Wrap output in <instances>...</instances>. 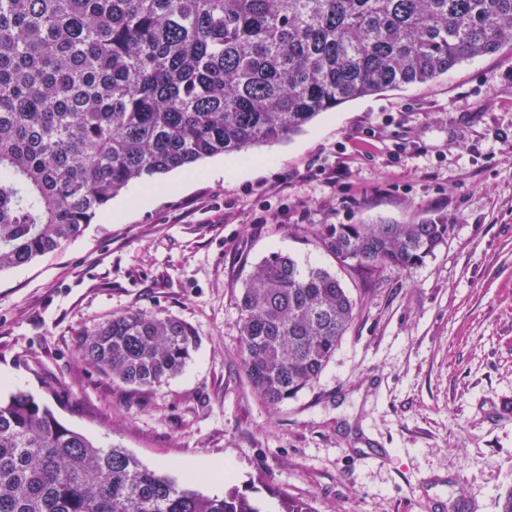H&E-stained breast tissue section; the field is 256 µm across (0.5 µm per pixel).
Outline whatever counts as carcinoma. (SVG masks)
I'll return each mask as SVG.
<instances>
[{"label": "carcinoma", "instance_id": "obj_1", "mask_svg": "<svg viewBox=\"0 0 512 512\" xmlns=\"http://www.w3.org/2000/svg\"><path fill=\"white\" fill-rule=\"evenodd\" d=\"M512 43V0H0V271L56 250L136 180L279 141L322 112ZM452 225L326 224L316 238L373 276L409 269ZM247 378L277 407L313 384L356 315L335 274L273 252L235 294ZM162 313L83 333V360L135 390L197 349ZM0 512H261L209 496L0 398Z\"/></svg>", "mask_w": 512, "mask_h": 512}]
</instances>
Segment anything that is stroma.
<instances>
[{
    "label": "stroma",
    "mask_w": 512,
    "mask_h": 512,
    "mask_svg": "<svg viewBox=\"0 0 512 512\" xmlns=\"http://www.w3.org/2000/svg\"><path fill=\"white\" fill-rule=\"evenodd\" d=\"M131 183L80 235L0 272V394L182 479L195 459L281 512H499L512 491V44L321 113L251 149ZM441 216L432 255L372 278L319 247L327 224ZM336 274L356 318L319 379L255 395L234 296L264 257ZM160 312L196 332L177 376L135 390L82 360V332Z\"/></svg>",
    "instance_id": "35a3bbf8"
}]
</instances>
